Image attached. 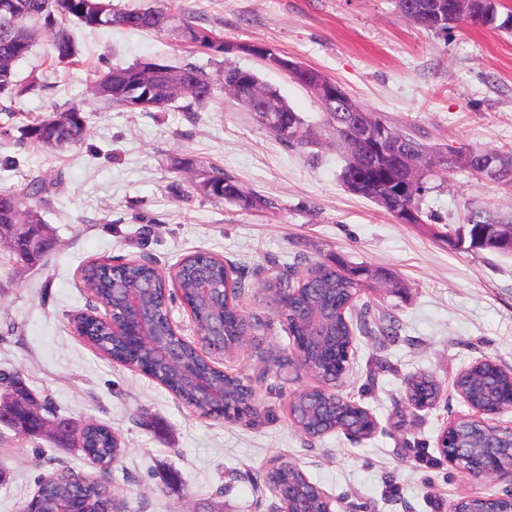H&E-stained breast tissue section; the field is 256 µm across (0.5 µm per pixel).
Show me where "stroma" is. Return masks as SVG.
Here are the masks:
<instances>
[{"label":"stroma","instance_id":"obj_1","mask_svg":"<svg viewBox=\"0 0 512 512\" xmlns=\"http://www.w3.org/2000/svg\"><path fill=\"white\" fill-rule=\"evenodd\" d=\"M127 10L180 9L160 31L70 24L77 65L51 59L48 39L16 66L19 81L44 78L30 94L0 98V193L43 183L41 215L57 244L41 267L0 246V369L18 371L39 401L74 421L119 433L124 452L112 471L113 512H279L266 483L272 460L299 465L336 512H449L459 499L500 493L512 480L467 479L437 446L441 429L469 408L453 390L460 370L487 358L512 369V257L452 248L438 225L458 230L468 210L512 215V187L458 170L435 179L423 221L402 224L340 180L342 151L331 138L303 151L276 140L234 99L177 100L143 112L98 102L93 85L115 65L192 63L219 78L225 62L255 71L307 123L319 103L288 74L240 52L243 44L287 55L338 82L395 130L441 147L512 154V35L460 24L445 32L406 21L396 0H112ZM203 27L221 40L201 49ZM83 104L85 139L47 153L22 135L49 112ZM223 170L270 202L244 210L199 191ZM206 250L232 265L248 322L244 345L217 358L256 391L257 415L233 422L191 411L143 374L113 364L73 332L69 320L94 300L83 270L101 260L146 257L170 271ZM392 273L402 289L377 282L362 294L394 336L358 337L339 395L378 423L362 441L310 438L289 420L295 392L316 385L290 365L292 339L268 285L299 280L308 264L335 258ZM423 372L443 388L433 406L408 405L406 381ZM0 512H18L40 477L89 473L70 448L0 435Z\"/></svg>","mask_w":512,"mask_h":512}]
</instances>
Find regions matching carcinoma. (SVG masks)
I'll return each mask as SVG.
<instances>
[{
    "mask_svg": "<svg viewBox=\"0 0 512 512\" xmlns=\"http://www.w3.org/2000/svg\"><path fill=\"white\" fill-rule=\"evenodd\" d=\"M14 9L6 12L0 9V97L22 96L38 87L40 79L32 76L26 82L16 80V65L34 47L39 36L50 40L51 49L58 62L75 64L79 62V50L75 39L66 27V22L99 29L121 25L139 30H161L167 27L176 14L163 9L144 8L122 11L112 5V0H11ZM423 11L442 13L439 31H446L448 24V4L453 0H416ZM466 14L463 24H472L473 15H479L478 23L494 25L509 31L512 25L498 20V0H464ZM239 66L224 64V84L218 86L208 73L201 68L186 64L173 73L151 79L138 66H115L109 69L97 82L93 95L111 104H125L128 90L142 83L153 86L154 105L144 111L162 110L173 101L185 98L190 100L186 108L193 104H203L215 97L217 89L229 93H240L245 98L247 88L235 85V75ZM283 112L280 123L269 128L273 136L288 145L306 147L315 141L303 138L305 120L287 102H282ZM87 118L83 106L74 104L63 111H54L27 125V138L37 146L57 151L82 142L86 135ZM395 142L390 147L373 150L367 144L347 149L345 164L340 177L346 189L370 200L392 216L411 210L415 213L414 222L422 223L421 198L425 188L404 192L408 169L406 163L417 161L426 171H431L434 159L430 157L431 147L412 135L394 132ZM452 158L444 168L446 172L463 169L473 176H483L482 162L485 157L480 151L450 149ZM499 173L496 181L512 186V159L493 154ZM203 190L209 196L231 202L244 210H259L269 204V200L258 194L244 192L238 183L221 171L203 180ZM465 223L471 230L494 224H511L512 216H501L493 211L476 208L469 211ZM13 228L11 238L16 240L11 248L16 261L27 266L44 265L53 245V231L46 224L38 210L32 206L21 208L17 195L0 193V225ZM207 270L218 285L207 299L199 297L197 277L201 270ZM312 278L294 286L295 303L315 313H325L336 308L338 314L329 317L326 335L335 337L336 360L326 364L317 342L310 338L306 323L294 318L287 319L288 331L297 343L306 345L312 362L320 369L336 374L342 370L345 351L350 340L360 333L370 336L376 332L387 336L389 327L372 324L362 318L354 323L339 311L348 303L356 302L361 291L369 287V281L377 277H387L384 270H373L363 263L347 262L336 258V263H318L308 268ZM119 278L131 287L150 284L144 303L155 316L157 335L166 336L170 332V320L166 312L156 308L157 298L169 287L177 288L184 304L193 314L198 332H206L210 324L224 319L227 329H232L241 310L238 304L230 305L222 296L224 285V261L208 253H195L182 259L169 275H164L150 262L130 260L120 266L108 262H98L84 269V287L90 290L102 306L107 309L120 307V301L112 298V279ZM74 330L91 344L100 354L116 363H129L138 372L154 379L170 391L178 400L204 416L216 417L224 404L219 401L199 402L194 386L177 374L173 367L160 361L156 353L130 340L112 336L111 324L97 317H87L73 324ZM183 361L193 365L200 373L207 375L212 383L224 387L240 396H252L253 390L237 375H227L224 369L216 366L200 350L186 349ZM16 372H0V412L17 415L25 408L49 416L55 411L46 405H38L27 386L12 385ZM460 386L475 403H483L512 388V379L500 371L497 364L484 362L472 367L460 380ZM439 392V386L427 375L413 377L408 384V393L415 398L431 397ZM308 406L296 408L292 422L306 435L321 434L332 428L338 432L351 428L364 431L371 425L366 411L358 404L347 400H326L315 392L306 394ZM17 438L44 437L58 448H75L98 473L85 475L72 481L67 475H56L38 484L37 490L20 507V512H110L112 494L110 491L109 469L123 454L122 441L112 429L104 424L85 421L67 423L52 429L35 421L16 426ZM290 480L299 484L311 497L312 512H323V492L309 481L305 473L293 464L288 470L279 472V481Z\"/></svg>",
    "mask_w": 512,
    "mask_h": 512,
    "instance_id": "1",
    "label": "carcinoma"
}]
</instances>
